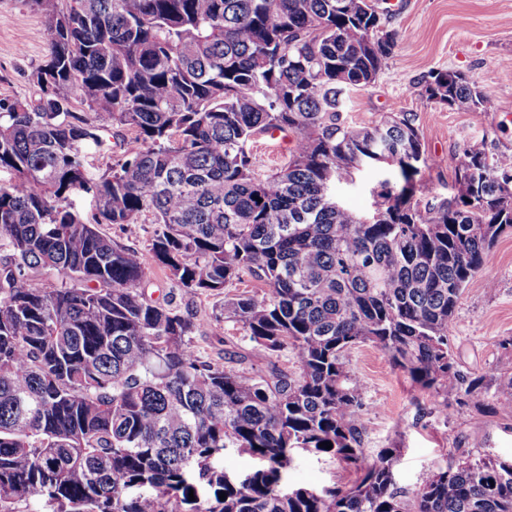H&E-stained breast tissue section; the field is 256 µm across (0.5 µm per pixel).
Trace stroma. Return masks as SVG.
<instances>
[{"mask_svg": "<svg viewBox=\"0 0 512 512\" xmlns=\"http://www.w3.org/2000/svg\"><path fill=\"white\" fill-rule=\"evenodd\" d=\"M379 5L401 41L375 82L348 95L341 119L364 126L392 113L412 114L428 159L415 178L429 187L415 195L425 211L457 193L450 157L468 148L512 153V0H380ZM47 41L44 18L30 0H0V98H38L30 75L45 61ZM436 70L464 73L491 96L493 110L463 112L428 100L421 81ZM102 140L88 150L87 168L97 178L109 175L137 146L133 132L117 125L108 127ZM383 177L382 169L364 168L352 182L337 184L336 193L354 213H367ZM145 292L192 314L198 325L193 342L202 359H220L223 338L239 333L219 318L220 296L184 294L162 269L149 272ZM448 336L463 375L512 368V354L498 347L500 339L512 336V232L498 239L488 268L464 289ZM347 368L364 393L365 454L373 459L381 449H399L395 473L401 490L413 491L434 467L451 460L512 461V412L456 407L440 414L431 395L368 344L349 350ZM357 477L353 466L312 451L298 452L286 473L289 485L316 490L345 489Z\"/></svg>", "mask_w": 512, "mask_h": 512, "instance_id": "obj_1", "label": "stroma"}]
</instances>
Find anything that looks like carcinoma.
Returning <instances> with one entry per match:
<instances>
[{
  "instance_id": "carcinoma-1",
  "label": "carcinoma",
  "mask_w": 512,
  "mask_h": 512,
  "mask_svg": "<svg viewBox=\"0 0 512 512\" xmlns=\"http://www.w3.org/2000/svg\"><path fill=\"white\" fill-rule=\"evenodd\" d=\"M48 22L35 102L0 98V512H512V476L439 466L406 494L398 448L366 460L362 388L345 364L369 343L438 411L512 408V369L465 377L448 337L463 289L512 231V153L449 159L457 194L423 213L427 158L413 119L340 121L342 95L374 83L400 40L366 0H31ZM427 99L488 112L459 72H432ZM88 111L74 112V99ZM112 122L139 147L95 178L87 147ZM297 134L261 175L247 151ZM395 166L358 216L331 202L357 165ZM90 202L85 217L75 199ZM157 225L139 252L100 224ZM154 267L189 295H224L220 316L254 356L252 376L202 359L197 324L147 297ZM61 283L36 287L31 272ZM247 272L261 289L230 293ZM322 442L332 443L327 450ZM263 461L235 479L224 449ZM297 449L361 471L346 489L290 487ZM226 498L219 499L220 493ZM195 500H189V495ZM282 135H285L288 139V144L283 154L278 153L276 148L277 142L269 139L263 133L257 134L248 143V150L256 159L261 173L269 174L274 172L292 158L296 134L291 130H286L283 131Z\"/></svg>"
}]
</instances>
